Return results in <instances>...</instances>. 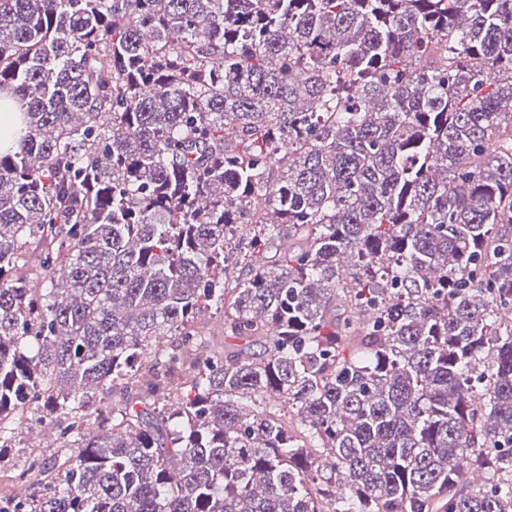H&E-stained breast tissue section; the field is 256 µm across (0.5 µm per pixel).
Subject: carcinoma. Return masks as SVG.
<instances>
[{
    "mask_svg": "<svg viewBox=\"0 0 512 512\" xmlns=\"http://www.w3.org/2000/svg\"><path fill=\"white\" fill-rule=\"evenodd\" d=\"M13 99L0 512H512V0H0ZM197 328L204 336H211L214 345L222 347L226 350L235 349L241 344L233 338H225L224 336V316L223 313L205 312L198 319ZM43 415L44 413L35 403H30L25 409L22 426L18 425V423L14 424L13 427L16 428L14 430L15 446L18 448H4L2 450L0 461V500H10L20 496L18 494L19 488H22L24 492L38 490L37 479L39 476H37V468L34 472L28 473L25 478L20 479L19 477L22 466L25 464L24 468H27L32 459L38 460L40 466L45 465L48 468L55 464L52 476L63 478L64 471L59 466L72 453L73 449L61 448L60 441L62 440H59V429L57 428L59 424L56 419L48 416V418H41L43 419L42 424H35V421H38ZM31 423H33L32 428H26ZM44 427L45 432L41 437L42 440H40L33 435V431ZM47 436H51L53 439L51 446H46L45 438Z\"/></svg>",
    "mask_w": 512,
    "mask_h": 512,
    "instance_id": "1",
    "label": "carcinoma"
}]
</instances>
